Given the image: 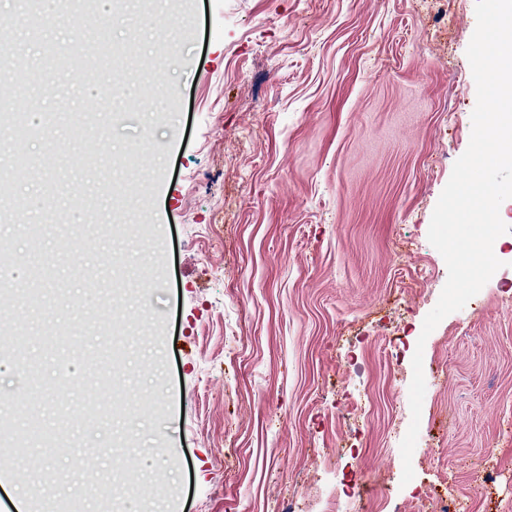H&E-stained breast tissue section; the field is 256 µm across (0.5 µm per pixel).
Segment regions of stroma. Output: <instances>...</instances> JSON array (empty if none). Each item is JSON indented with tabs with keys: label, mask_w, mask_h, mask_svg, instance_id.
<instances>
[{
	"label": "stroma",
	"mask_w": 512,
	"mask_h": 512,
	"mask_svg": "<svg viewBox=\"0 0 512 512\" xmlns=\"http://www.w3.org/2000/svg\"><path fill=\"white\" fill-rule=\"evenodd\" d=\"M36 5L0 0L11 58L38 64L29 102L32 164L68 152L98 173L8 181L28 221L0 226V258L43 306L0 305V327L28 330L37 378L0 366V421L43 435L29 454L0 446V471L52 512L80 497L101 512H324L343 473L361 480L349 512H438L416 491L447 490L467 512H512V214L501 267L466 314L429 337L426 315L448 270L428 230L467 149L476 85L466 50L475 0H181L147 25L84 16L132 46L113 70L67 51ZM121 187L114 203L113 187ZM114 219L105 237L93 227ZM43 228L32 242L28 224ZM123 325L121 351L104 334ZM424 341L427 385L402 484L394 430L407 362L385 338ZM123 407L101 406L103 389ZM132 464L119 475L111 463Z\"/></svg>",
	"instance_id": "stroma-1"
}]
</instances>
